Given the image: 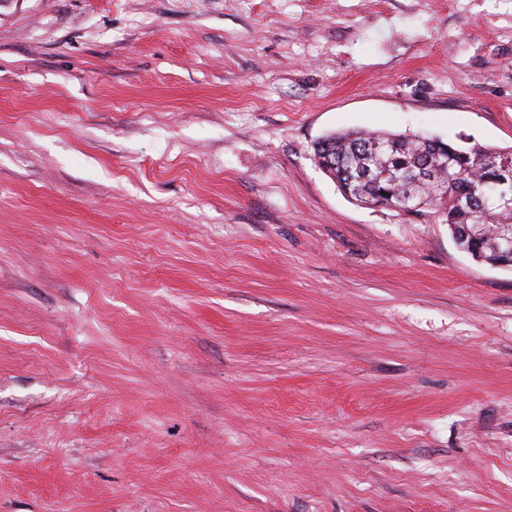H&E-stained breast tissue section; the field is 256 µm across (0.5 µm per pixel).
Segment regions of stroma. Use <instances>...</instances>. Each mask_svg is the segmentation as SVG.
<instances>
[{
    "label": "stroma",
    "mask_w": 512,
    "mask_h": 512,
    "mask_svg": "<svg viewBox=\"0 0 512 512\" xmlns=\"http://www.w3.org/2000/svg\"><path fill=\"white\" fill-rule=\"evenodd\" d=\"M353 129L512 148V0H0V512H512V269Z\"/></svg>",
    "instance_id": "35a3bbf8"
}]
</instances>
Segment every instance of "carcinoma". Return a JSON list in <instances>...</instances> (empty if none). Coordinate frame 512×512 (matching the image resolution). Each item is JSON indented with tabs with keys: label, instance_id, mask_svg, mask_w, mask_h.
Listing matches in <instances>:
<instances>
[{
	"label": "carcinoma",
	"instance_id": "obj_1",
	"mask_svg": "<svg viewBox=\"0 0 512 512\" xmlns=\"http://www.w3.org/2000/svg\"><path fill=\"white\" fill-rule=\"evenodd\" d=\"M381 140L386 147L377 153L371 145ZM454 150L467 157L468 171L457 179L448 198L432 194L427 183L409 184V180L438 162L444 150ZM315 161L329 159L336 163V173L349 182L352 195L371 196L390 207L400 203L406 194L414 195L423 207V214L430 209L445 216L457 244L473 258L495 267L512 269V253L494 247L493 229L500 225L512 226V211L489 201L476 215L470 210L460 211L454 205V196L465 197L477 192L481 183L494 176L493 160L512 158V149H499L474 144L464 147L431 138L420 141L417 136L389 132L353 130L333 132L318 140L313 147Z\"/></svg>",
	"mask_w": 512,
	"mask_h": 512
}]
</instances>
